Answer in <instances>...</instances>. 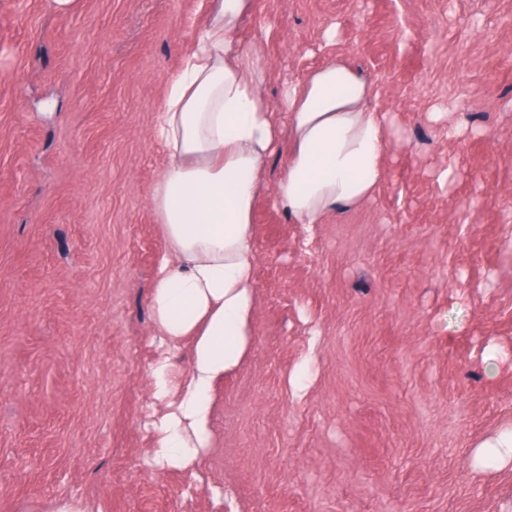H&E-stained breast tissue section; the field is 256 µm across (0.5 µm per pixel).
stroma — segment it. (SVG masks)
<instances>
[{
	"mask_svg": "<svg viewBox=\"0 0 512 512\" xmlns=\"http://www.w3.org/2000/svg\"><path fill=\"white\" fill-rule=\"evenodd\" d=\"M204 0H0V512H512V0H254L265 95L334 57L385 179L255 204L249 356L193 469L150 454L153 128ZM512 428L503 431L498 437L490 439L480 445L483 454L493 459L497 464L505 461L509 451H512Z\"/></svg>",
	"mask_w": 512,
	"mask_h": 512,
	"instance_id": "obj_1",
	"label": "stroma"
}]
</instances>
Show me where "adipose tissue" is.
Returning <instances> with one entry per match:
<instances>
[{
	"instance_id": "obj_1",
	"label": "adipose tissue",
	"mask_w": 512,
	"mask_h": 512,
	"mask_svg": "<svg viewBox=\"0 0 512 512\" xmlns=\"http://www.w3.org/2000/svg\"><path fill=\"white\" fill-rule=\"evenodd\" d=\"M253 0H207L206 21L169 79L153 135L167 163L152 195L167 249L150 293L168 345L150 372L152 395L169 410L154 424L158 463L189 470L213 439L217 387L252 349L256 308L251 245L255 202H273L301 224L368 199L385 178L386 126L374 88L332 59L288 87L280 125L262 95L269 63L237 34ZM291 148L281 177L264 171L282 139ZM188 366L176 371L180 352Z\"/></svg>"
}]
</instances>
